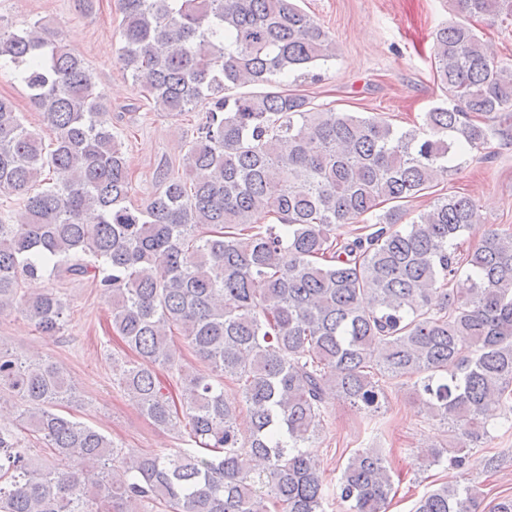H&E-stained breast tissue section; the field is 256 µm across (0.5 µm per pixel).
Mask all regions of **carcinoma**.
<instances>
[{"label":"carcinoma","instance_id":"cac0c4a2","mask_svg":"<svg viewBox=\"0 0 512 512\" xmlns=\"http://www.w3.org/2000/svg\"><path fill=\"white\" fill-rule=\"evenodd\" d=\"M450 4L461 20L438 31L431 55L449 103L401 129L281 87L277 77L336 57L296 0H119V60L145 99L177 113L206 103L182 172L157 171L160 191L143 204L131 200L112 106L84 60L38 22L0 24V64L54 134L44 144L0 96V192L25 209L20 224L0 219V315L55 337L60 292L30 295L24 283L91 280L133 352L120 389L154 424L188 427L195 444L125 451L55 412L74 386L54 361L0 343V393L16 412L14 427H0V512H326L311 452L325 400L376 412L403 377L416 378L421 411L455 433L427 461L468 465L488 420L512 414V228L490 227L458 251L478 207L440 185L492 138L512 140V71L474 25L512 16V0ZM421 197L430 208L397 228ZM266 217L275 223L258 224ZM347 224L356 228L339 233ZM463 271L471 287L456 296ZM175 334L208 372L175 362ZM159 366L178 371L179 398ZM392 490L384 450L362 448L341 469L336 503L387 512ZM477 508L472 489L445 483L414 512Z\"/></svg>","mask_w":512,"mask_h":512}]
</instances>
